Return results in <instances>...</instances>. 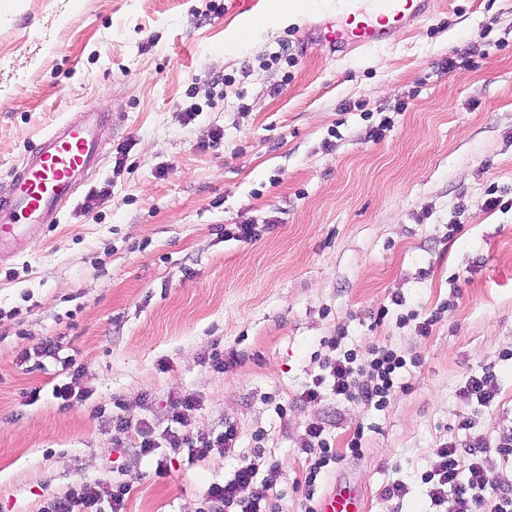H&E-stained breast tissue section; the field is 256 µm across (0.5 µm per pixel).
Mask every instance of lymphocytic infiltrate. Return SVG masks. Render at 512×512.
I'll list each match as a JSON object with an SVG mask.
<instances>
[{
  "mask_svg": "<svg viewBox=\"0 0 512 512\" xmlns=\"http://www.w3.org/2000/svg\"><path fill=\"white\" fill-rule=\"evenodd\" d=\"M323 345L328 349L321 364L324 374L300 393V402H317L322 385L328 381L337 397L380 411L404 390L405 372L419 364L418 358H406L388 345L371 346L362 356L356 350L342 349L337 336L324 338ZM459 427L470 431L469 440L443 443L422 478L429 487L428 496L433 506L442 508L443 512H512V490L493 485L480 461L482 454L491 451L512 458V437L505 435L490 440L486 434L473 433V424L468 419L460 422ZM363 439V428H356L346 454L342 455L336 452L324 426L317 422L307 425L306 437L300 446L307 461L300 482L303 489L301 512H316V494L323 473L330 466L340 464L344 455H362ZM164 442L170 450L185 448L197 457L207 456L215 449L225 455L234 451L237 431L230 423L212 439H194L173 431L166 434ZM281 477L280 465L267 461L263 450H255L251 456L242 457L232 478L209 487L202 512H277L278 506L270 500L269 494L279 485ZM256 482L260 483V490L250 499L240 498L241 489ZM131 489L128 482H113L109 505L104 508L95 489L83 483L64 496L49 498L43 512H125Z\"/></svg>",
  "mask_w": 512,
  "mask_h": 512,
  "instance_id": "lymphocytic-infiltrate-1",
  "label": "lymphocytic infiltrate"
}]
</instances>
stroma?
Wrapping results in <instances>:
<instances>
[{
    "mask_svg": "<svg viewBox=\"0 0 512 512\" xmlns=\"http://www.w3.org/2000/svg\"><path fill=\"white\" fill-rule=\"evenodd\" d=\"M284 1L296 22L263 28ZM335 11L86 0L52 48L0 47V178L59 121L106 115L87 187L0 261V512H42L81 482L106 502L117 479L127 512H201L257 447L281 467L279 512H300L313 421L340 450L368 427L320 493L346 481L365 512H435L422 475L468 439L460 422L512 427V0H433L389 44L342 55L316 28ZM235 224L256 238L226 237ZM439 307L418 337L411 314ZM339 333L420 356L384 410L328 389L299 401ZM46 341L58 359L34 357ZM484 370L500 386L488 408L459 395ZM68 381L81 397L65 406L52 387ZM185 394V432L232 423L235 452L145 457L133 431L114 444L116 417L175 428ZM396 481L407 494L383 496Z\"/></svg>",
    "mask_w": 512,
    "mask_h": 512,
    "instance_id": "obj_1",
    "label": "stroma"
}]
</instances>
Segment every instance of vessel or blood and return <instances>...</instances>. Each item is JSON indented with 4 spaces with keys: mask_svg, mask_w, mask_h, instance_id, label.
<instances>
[{
    "mask_svg": "<svg viewBox=\"0 0 512 512\" xmlns=\"http://www.w3.org/2000/svg\"><path fill=\"white\" fill-rule=\"evenodd\" d=\"M358 20L355 26L328 28L324 43L334 52L380 46L411 22L422 17L431 0H347ZM82 0H31L28 13H74ZM15 0H0V43L24 33L37 46L64 39L62 25L48 28L14 21ZM101 114L82 112L64 120L39 138L0 184V257L24 249L32 226H49L84 187L97 168L101 153ZM362 494L350 484H338L318 501L317 512H360Z\"/></svg>",
    "mask_w": 512,
    "mask_h": 512,
    "instance_id": "vessel-or-blood-1",
    "label": "vessel or blood"
}]
</instances>
